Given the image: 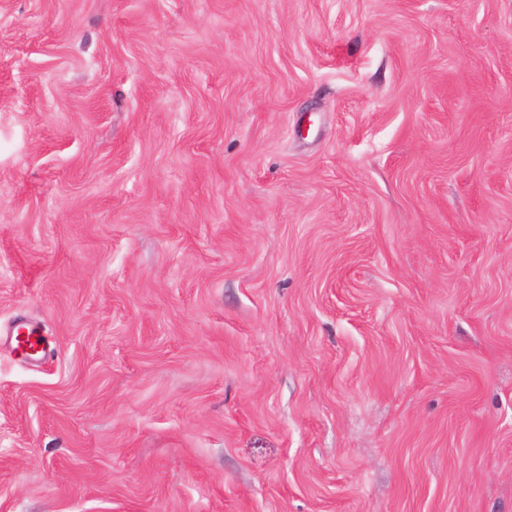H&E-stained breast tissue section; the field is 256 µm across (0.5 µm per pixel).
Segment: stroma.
I'll use <instances>...</instances> for the list:
<instances>
[{
	"instance_id": "obj_1",
	"label": "stroma",
	"mask_w": 512,
	"mask_h": 512,
	"mask_svg": "<svg viewBox=\"0 0 512 512\" xmlns=\"http://www.w3.org/2000/svg\"><path fill=\"white\" fill-rule=\"evenodd\" d=\"M0 512H512V0H0ZM14 332L12 333V335ZM16 349L25 356H31L44 350V338L36 327L18 329L13 335Z\"/></svg>"
}]
</instances>
